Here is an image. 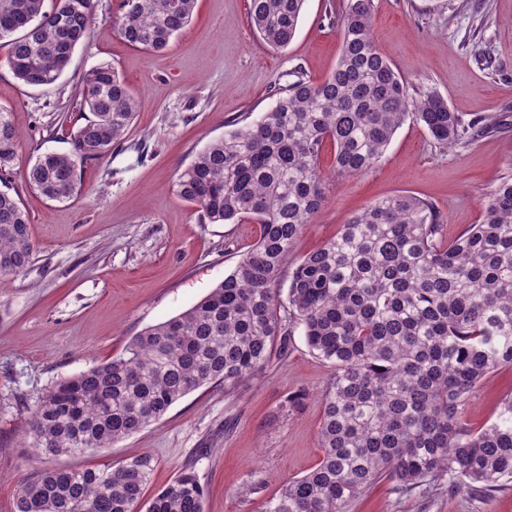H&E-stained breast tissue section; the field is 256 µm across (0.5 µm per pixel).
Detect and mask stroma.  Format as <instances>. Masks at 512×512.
Here are the masks:
<instances>
[{"label": "stroma", "mask_w": 512, "mask_h": 512, "mask_svg": "<svg viewBox=\"0 0 512 512\" xmlns=\"http://www.w3.org/2000/svg\"><path fill=\"white\" fill-rule=\"evenodd\" d=\"M118 0H94L97 23L51 87L15 79L0 42V107L22 133L12 182L32 228L35 260L0 288V512H15L21 485L40 469H81L150 453L153 496L185 464L207 487L205 512H259L289 480L320 460L323 395L334 373L293 324L288 348L234 391L206 385L158 421L109 448L50 460L27 444L29 410L56 382L112 358L144 328L197 303L260 236L251 221L201 223L175 193L180 172L224 133L274 105L296 76L331 73L341 42L331 20L341 0H306L287 48L253 30L247 0H198L190 25L162 52L125 43L113 25ZM372 33L410 92H434L464 119L484 118L474 140L452 148L409 118L369 170L336 178L297 240L295 258L319 249L372 202L409 192L433 204L455 238L482 221L484 201L512 178V0H373ZM108 62L140 99L111 156L88 164L65 202L32 191L27 170L64 152L84 122L85 73ZM298 403H289V396ZM512 396V366L489 373L461 411L472 431ZM351 512H512V488L482 500L470 492L389 480L364 491Z\"/></svg>", "instance_id": "35a3bbf8"}]
</instances>
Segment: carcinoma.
Wrapping results in <instances>:
<instances>
[{
    "mask_svg": "<svg viewBox=\"0 0 512 512\" xmlns=\"http://www.w3.org/2000/svg\"><path fill=\"white\" fill-rule=\"evenodd\" d=\"M0 0V39L25 85H53L89 35L94 0ZM197 0H119L120 37L165 50L192 21ZM305 0H249L248 15L273 48L294 38ZM373 0H343L341 53L319 82L299 79L246 128L213 140L179 174L176 194L204 223L261 224L259 239L209 294L145 328L109 361L57 382L31 412L29 446L44 456L109 448L159 420L190 392L214 383L231 392L286 345L282 273L334 173L370 169L408 117L438 143L469 139L466 121L435 93L416 97L371 33ZM80 109L91 113L66 153L36 158L32 189L64 202L82 170L112 153L140 109L112 64L84 77ZM21 135L0 109V184L10 177ZM29 216L0 189V281L34 260ZM287 313L309 348L334 365L323 396V455L260 512H350L358 495L386 477L393 491L468 489L488 500L512 487V396L487 428L473 432L462 408L479 382L512 365V179L485 202L482 223L454 240L434 206L395 194L353 215L336 237L293 268ZM154 458L114 466L44 468L22 484L15 512H204L206 488L190 464L141 507Z\"/></svg>",
    "mask_w": 512,
    "mask_h": 512,
    "instance_id": "cac0c4a2",
    "label": "carcinoma"
}]
</instances>
